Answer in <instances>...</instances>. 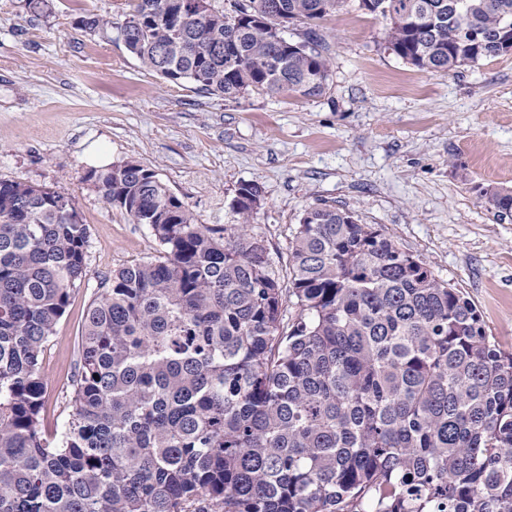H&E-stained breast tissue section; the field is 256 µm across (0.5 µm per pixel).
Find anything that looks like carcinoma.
I'll return each instance as SVG.
<instances>
[{
    "mask_svg": "<svg viewBox=\"0 0 512 512\" xmlns=\"http://www.w3.org/2000/svg\"><path fill=\"white\" fill-rule=\"evenodd\" d=\"M128 0L77 27L163 79L238 99L323 94L316 26L345 0ZM426 71L504 54L512 0H358ZM305 24L304 40L282 31ZM146 225L151 261L113 271L87 312L73 411L45 436L42 356L85 276L72 199L0 179V512H512V352L476 306L371 224L304 212L288 286L250 220L200 224L154 170H91ZM481 194L512 216V190Z\"/></svg>",
    "mask_w": 512,
    "mask_h": 512,
    "instance_id": "1",
    "label": "carcinoma"
}]
</instances>
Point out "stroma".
Instances as JSON below:
<instances>
[{
	"label": "stroma",
	"mask_w": 512,
	"mask_h": 512,
	"mask_svg": "<svg viewBox=\"0 0 512 512\" xmlns=\"http://www.w3.org/2000/svg\"><path fill=\"white\" fill-rule=\"evenodd\" d=\"M125 0H56L50 16L0 0V178L70 196L88 227L86 276L44 351L43 424L72 412L84 316L113 270L153 259L147 226L103 203L96 153L150 167L202 224H234L241 183L261 188L251 220L280 276L302 214L328 204L372 224L480 312L512 352V216L480 195L512 188V55L452 72L389 48L385 21L358 0L321 23L331 70L322 96L231 101L141 66L120 40L77 28L123 18Z\"/></svg>",
	"instance_id": "stroma-1"
}]
</instances>
